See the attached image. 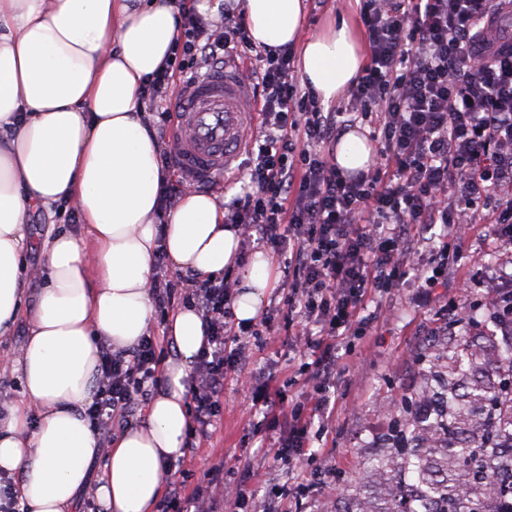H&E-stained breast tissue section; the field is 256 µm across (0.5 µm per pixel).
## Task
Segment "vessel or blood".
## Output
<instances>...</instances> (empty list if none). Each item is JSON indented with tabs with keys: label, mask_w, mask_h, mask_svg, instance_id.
Masks as SVG:
<instances>
[{
	"label": "vessel or blood",
	"mask_w": 512,
	"mask_h": 512,
	"mask_svg": "<svg viewBox=\"0 0 512 512\" xmlns=\"http://www.w3.org/2000/svg\"><path fill=\"white\" fill-rule=\"evenodd\" d=\"M177 113L174 161L184 179L200 186L215 182L241 158L255 98L239 70L222 67L183 87Z\"/></svg>",
	"instance_id": "1"
}]
</instances>
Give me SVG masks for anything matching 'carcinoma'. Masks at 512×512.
<instances>
[{"mask_svg":"<svg viewBox=\"0 0 512 512\" xmlns=\"http://www.w3.org/2000/svg\"><path fill=\"white\" fill-rule=\"evenodd\" d=\"M479 357L464 337L451 353H420L423 384L402 399L377 464L394 472V493L383 508L346 512H512V390L460 393Z\"/></svg>","mask_w":512,"mask_h":512,"instance_id":"1","label":"carcinoma"}]
</instances>
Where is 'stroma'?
<instances>
[{
	"mask_svg": "<svg viewBox=\"0 0 512 512\" xmlns=\"http://www.w3.org/2000/svg\"><path fill=\"white\" fill-rule=\"evenodd\" d=\"M362 5L363 0H324L320 7H307L305 32H319L327 19L335 16L359 25ZM50 232L80 235L84 227L74 208L35 209L25 226L26 267L41 264L40 243ZM511 256L512 252L494 239L480 235L466 244L458 264L449 267L445 287L425 293L406 282L393 289L381 315L349 336V370L336 379L337 412L328 424L329 432L323 438L308 433L305 454L293 467L263 461L265 443L276 440L282 429L270 421H258L251 414V397L243 387L245 380L259 375L284 386L288 400L293 402L303 400L312 390L284 327L286 311L277 288L284 276V263L273 260L276 285L270 288L259 310L268 327L261 335L251 337L249 365L239 381H226L218 415L207 436L189 434L184 458L169 474V481L179 483L189 494L206 484L212 469H222L225 479L230 480L239 475L244 460L251 458L263 462L260 488L250 505L252 512H272L266 487H293L323 480L332 481V488L303 495L297 504L298 512H341L343 504L334 491L338 484L369 485L373 501L381 502L386 495L385 486L364 472L362 461L386 455V438L399 400L417 388L421 380L417 362L421 346L430 341L441 348L461 335V328L447 323L444 306L450 301L472 310L479 322L488 323L490 296L479 272ZM463 277L468 280L464 286L459 283Z\"/></svg>",
	"mask_w": 512,
	"mask_h": 512,
	"instance_id": "obj_1",
	"label": "stroma"
}]
</instances>
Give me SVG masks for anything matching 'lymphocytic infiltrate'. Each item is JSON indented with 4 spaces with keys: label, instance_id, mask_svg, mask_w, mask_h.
<instances>
[{
    "label": "lymphocytic infiltrate",
    "instance_id": "f902f5d3",
    "mask_svg": "<svg viewBox=\"0 0 512 512\" xmlns=\"http://www.w3.org/2000/svg\"><path fill=\"white\" fill-rule=\"evenodd\" d=\"M168 2L182 28L172 50L177 61L140 88L141 98L156 101L172 76L188 82L229 61L254 82L259 122L238 170L242 190L224 221L236 226L243 245L256 238L289 255L281 293L313 391L290 405L264 383L251 399L253 412L284 426L266 456L289 464L301 456L314 419L334 414L329 381L343 363L342 336L409 275L426 234L444 228L427 288L438 287L450 255L471 236L512 245V0H367L369 63L346 107L328 110L299 93L291 47L248 63L251 37L232 0L215 28L192 0ZM353 114L367 118L376 143L371 168L358 175L325 153ZM483 277L494 322L512 331L506 270L490 266ZM234 286L185 274L151 287L158 304L183 301L207 322L208 345L190 385L201 426L215 417L225 382L240 372L246 337L261 333L258 324L235 321ZM162 352L154 335L129 350H102L98 394L86 410L99 430L145 404L160 381Z\"/></svg>",
    "mask_w": 512,
    "mask_h": 512
}]
</instances>
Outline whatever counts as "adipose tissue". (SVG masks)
Segmentation results:
<instances>
[{"instance_id":"adipose-tissue-1","label":"adipose tissue","mask_w":512,"mask_h":512,"mask_svg":"<svg viewBox=\"0 0 512 512\" xmlns=\"http://www.w3.org/2000/svg\"><path fill=\"white\" fill-rule=\"evenodd\" d=\"M242 7L254 45L292 46L303 84L322 104L340 98L366 64L346 19L305 34V0ZM178 21L166 0H0V335L19 318L28 325L11 360L24 397L0 403V472L18 476L25 512H75L97 462L105 512H157L169 466L184 455L190 374L207 344L195 307L168 317L176 355L144 423L105 443L85 415L101 345L128 349L151 329L155 256L204 279L239 253L215 196L187 191L166 223L156 221L167 174L138 90L165 67ZM374 157L356 130L336 141L345 172L368 170ZM59 201L78 210L84 235L48 238L43 265L21 270L31 212ZM36 278L48 284L25 305L26 282ZM272 283L270 259L256 251L234 302L238 320L257 316Z\"/></svg>"}]
</instances>
